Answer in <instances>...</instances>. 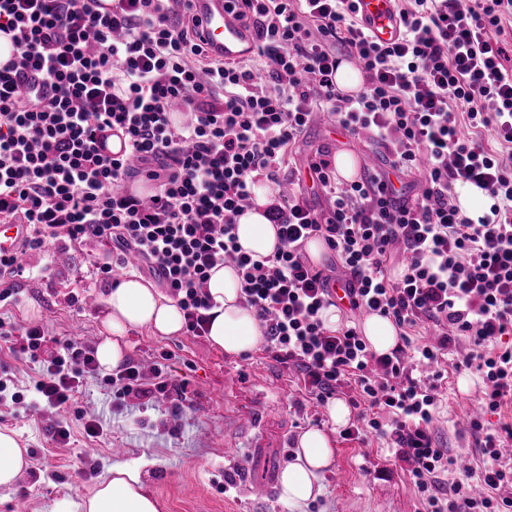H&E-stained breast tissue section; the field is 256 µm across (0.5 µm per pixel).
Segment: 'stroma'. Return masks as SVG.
I'll return each mask as SVG.
<instances>
[{
  "label": "stroma",
  "instance_id": "35a3bbf8",
  "mask_svg": "<svg viewBox=\"0 0 512 512\" xmlns=\"http://www.w3.org/2000/svg\"><path fill=\"white\" fill-rule=\"evenodd\" d=\"M348 151L377 161L373 145L345 134H331L326 121L314 119L289 155L291 168L306 169L321 147ZM93 241L69 251L50 246L23 259L26 276L0 281L12 288L0 302V320L15 329L43 326L48 336L100 344L107 336L111 283L98 276L92 259L102 257ZM126 357L152 364L167 362L168 381L189 379L190 410L173 415L161 400L143 411L117 416L107 439L85 437L72 422L70 446L60 448L49 433L50 415L41 408L0 406V431L15 432L29 453V466L11 487H0V512H14L24 500L27 512H59L63 501L88 495L113 464L138 469L159 505V512H419L420 497L402 462L368 437L348 439L334 428L325 405L312 399L297 374L255 349L224 354L207 337L156 336L135 329L125 337ZM481 379L463 369L449 371L448 397L434 423L439 447L468 457L481 467L479 438L462 425L477 405ZM252 415L254 427L239 420ZM326 430L333 460L320 479L318 496L292 510L270 473L295 459L298 439L307 429ZM123 447L122 457L112 450Z\"/></svg>",
  "mask_w": 512,
  "mask_h": 512
}]
</instances>
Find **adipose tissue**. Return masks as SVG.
Returning a JSON list of instances; mask_svg holds the SVG:
<instances>
[{"label": "adipose tissue", "mask_w": 512, "mask_h": 512, "mask_svg": "<svg viewBox=\"0 0 512 512\" xmlns=\"http://www.w3.org/2000/svg\"><path fill=\"white\" fill-rule=\"evenodd\" d=\"M269 200L264 188L256 190V204L237 219L236 235L242 252L260 260L274 253L277 231L265 216ZM213 306L209 325L210 342L224 353L238 356L254 350L263 331L253 313L241 303V282L233 265L213 268L206 285ZM104 324L111 336L99 346L101 365L116 366L123 357L122 341L128 331L149 328L161 336L183 329V314L176 303L155 284L141 278H126L114 285L107 300ZM333 450L322 430L312 428L299 438L294 462L280 476L281 499L298 507L320 491V473L329 466ZM78 512H159L156 499L146 490L138 470L113 465L110 477L102 479L95 492L77 505Z\"/></svg>", "instance_id": "1"}]
</instances>
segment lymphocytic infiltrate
<instances>
[{"label":"lymphocytic infiltrate","instance_id":"lymphocytic-infiltrate-1","mask_svg":"<svg viewBox=\"0 0 512 512\" xmlns=\"http://www.w3.org/2000/svg\"><path fill=\"white\" fill-rule=\"evenodd\" d=\"M401 34L365 31L356 0H224L254 34L250 56L213 58L193 10L171 0H0V32L21 64L0 71V223L28 227L23 251L69 249L93 239L114 276L135 253L184 313L187 335H206L210 270L229 263L242 302L263 330V350L295 369L311 398L354 389L370 411L363 427L410 464L423 512H512V465L502 450L512 426L489 429L486 413L512 400V60L503 41L512 0H396ZM361 66L354 95L336 86L343 57ZM189 118L175 122L172 103ZM380 145L389 165L340 187L335 158L318 151L308 168L327 209L282 194L281 171L315 113ZM487 130L488 148L466 135ZM125 138L130 161L108 153ZM422 171L413 197L392 174ZM137 178L151 200L125 193ZM279 191L267 217L279 245L260 261L240 252L238 217L255 190ZM488 196V210L461 207L455 186ZM322 239L346 276L351 310L389 318L401 342L376 354L357 324L330 331V276L304 252ZM398 264L391 276L389 264ZM21 353L38 362L34 404L67 408L97 375L92 345L48 341L26 327ZM484 384L469 427L483 465L457 474L433 424L448 363ZM111 405L169 400L181 413L188 380L171 384L161 363L129 361L104 378Z\"/></svg>","mask_w":512,"mask_h":512}]
</instances>
